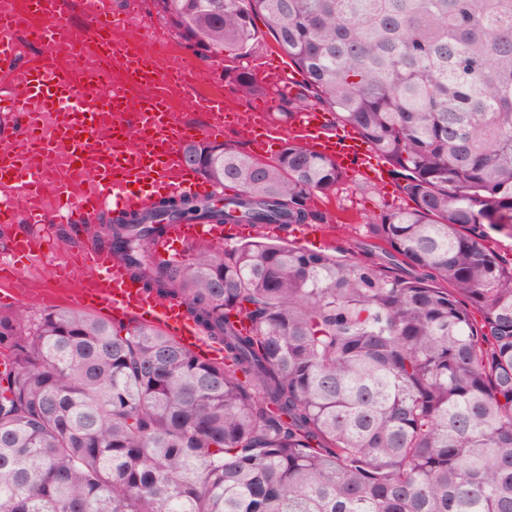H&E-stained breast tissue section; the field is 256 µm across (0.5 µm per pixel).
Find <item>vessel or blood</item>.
<instances>
[{
  "mask_svg": "<svg viewBox=\"0 0 512 512\" xmlns=\"http://www.w3.org/2000/svg\"><path fill=\"white\" fill-rule=\"evenodd\" d=\"M26 11L0 17V72L8 76L0 109L18 117L13 144L0 150V224H87L108 208L149 207L154 192L183 193L191 183L182 149L198 134L220 139L228 122L264 141L279 138L269 104L229 115L220 96L197 93L195 80L204 66L182 57L178 73L147 69L157 42L153 36L126 41L113 49L110 66L119 77L104 83L103 71L90 67L85 54L87 33L125 29V13L107 0H81L82 28L70 20L68 0H27ZM43 51L40 63L21 62L20 33ZM258 79L271 89L289 82L285 65L260 64ZM190 100L206 113L205 129L178 120L173 99ZM108 116V135L98 132ZM331 115L306 107L294 120L292 138L332 159L343 170L358 169L372 182L391 178L372 146L355 128L331 129ZM236 232L232 224L178 222L167 226L156 253L181 259L197 243L224 244ZM11 256L18 265L34 263L48 253L41 239H13ZM55 279L72 288L75 306L109 310L162 329L196 353L220 359L216 347L199 336L180 305L146 292L109 249H83L53 267Z\"/></svg>",
  "mask_w": 512,
  "mask_h": 512,
  "instance_id": "1",
  "label": "vessel or blood"
}]
</instances>
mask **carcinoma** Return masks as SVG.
Masks as SVG:
<instances>
[{"mask_svg":"<svg viewBox=\"0 0 512 512\" xmlns=\"http://www.w3.org/2000/svg\"><path fill=\"white\" fill-rule=\"evenodd\" d=\"M196 55L272 37L309 100L354 127L415 208L365 261L263 238L151 263L180 219L325 224L343 174L288 140L271 160L198 140L184 165L236 190L94 225L222 361L159 328L0 313V512H512V0H157ZM265 30H260L257 22ZM230 79L268 96L252 69Z\"/></svg>","mask_w":512,"mask_h":512,"instance_id":"cac0c4a2","label":"carcinoma"}]
</instances>
